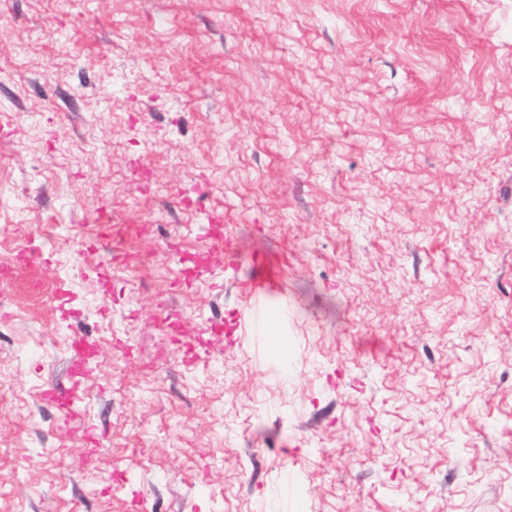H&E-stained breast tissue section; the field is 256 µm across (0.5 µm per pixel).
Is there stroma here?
<instances>
[{"label": "stroma", "instance_id": "35a3bbf8", "mask_svg": "<svg viewBox=\"0 0 512 512\" xmlns=\"http://www.w3.org/2000/svg\"><path fill=\"white\" fill-rule=\"evenodd\" d=\"M6 8L0 262L35 241L73 312L0 295V512H512V0ZM103 200L149 225L145 265L92 247ZM217 202L244 260L175 287L168 245L203 250ZM160 301L232 341L185 363ZM75 331L100 348L82 469L41 398ZM252 265L257 268V275L250 283V288L255 293L262 294L269 288H278L282 268L288 265V249H284L275 257L253 255Z\"/></svg>", "mask_w": 512, "mask_h": 512}]
</instances>
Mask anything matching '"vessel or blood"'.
<instances>
[{
	"mask_svg": "<svg viewBox=\"0 0 512 512\" xmlns=\"http://www.w3.org/2000/svg\"><path fill=\"white\" fill-rule=\"evenodd\" d=\"M227 219L224 212L211 209L207 213V255L196 258L197 267H206L208 259H223L225 267H237L241 259V250L234 235L224 232L223 224ZM94 221L99 226L97 242L106 244L111 259L115 262L131 261L132 255L127 250V242L135 235L141 234L142 226L136 224L112 223L107 204H99L95 211ZM288 263L287 252L268 257L254 255L252 264L257 270L256 277L250 286L255 293L261 294L269 289L279 287L283 266ZM47 261L41 249L26 247L16 253L13 259L0 264V288L6 289L13 285L18 274H26L29 282L42 284L47 277ZM152 320L166 332L170 343L183 354L186 363L194 364L203 361L208 353L205 336H217L223 331V325L214 322L206 325L197 337L187 336V322L178 312L168 308L166 303H158ZM67 347L72 359L67 367L68 385L59 388L49 385L42 393L44 401L55 404L59 414V428L68 437L80 439L85 448L84 460H91L102 446L101 438L93 427L88 426L81 410L82 381L93 368L98 355V345L91 337L74 334L68 337Z\"/></svg>",
	"mask_w": 512,
	"mask_h": 512,
	"instance_id": "b4317fda",
	"label": "vessel or blood"
}]
</instances>
